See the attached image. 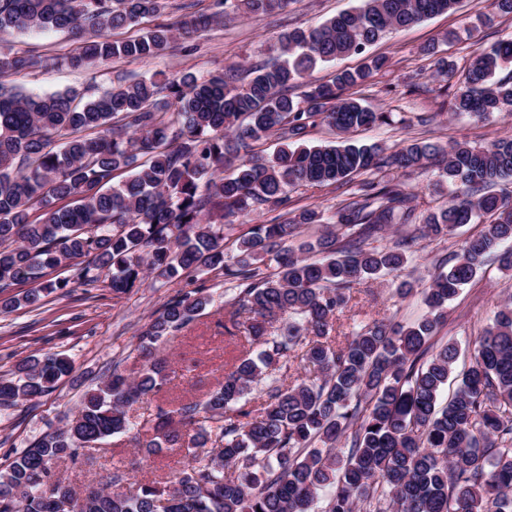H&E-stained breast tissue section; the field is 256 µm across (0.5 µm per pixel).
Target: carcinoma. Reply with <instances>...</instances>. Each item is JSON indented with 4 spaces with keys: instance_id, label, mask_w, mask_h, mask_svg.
Segmentation results:
<instances>
[{
    "instance_id": "cac0c4a2",
    "label": "carcinoma",
    "mask_w": 512,
    "mask_h": 512,
    "mask_svg": "<svg viewBox=\"0 0 512 512\" xmlns=\"http://www.w3.org/2000/svg\"><path fill=\"white\" fill-rule=\"evenodd\" d=\"M290 0H211L176 25L159 23L122 39L119 30L160 16L166 0H0V32L55 30L76 43L62 62L84 70L125 58L149 59L170 42L191 40L227 11L258 16ZM459 0H357L316 27L284 36L274 62L238 83L226 73L144 78L82 101L1 82L36 72L50 58L0 49V313L37 310L45 297L99 281L126 295L150 274L188 279L139 333L142 368L112 366L64 417L0 470V512H512V304L475 337L474 356L448 403L439 396L453 370L455 344L431 339L456 297L494 254L512 271V136L487 148L408 143L390 152L356 144L360 129L394 123L343 93L386 65L368 56L356 70L307 80L321 65L362 54L386 32L453 12ZM291 87L302 88L295 100ZM450 109L487 120L512 116V36L477 54ZM336 133L327 145L300 143L309 129ZM282 140L271 155L257 150ZM434 167L454 186L429 213L426 237L464 224L453 263L423 289L428 314L405 329L384 319L331 344L352 285L402 271L416 236L376 242L393 224L417 220L415 196L385 175ZM372 174L324 223L315 207L288 209L290 188L333 186ZM279 211L236 234L242 217ZM326 229L298 249L288 240L313 224ZM74 271L73 278H48ZM224 282V330L248 346L224 382L202 400L156 405L143 421L126 407L157 398L167 385L160 346L213 302L195 276ZM39 286L4 295L20 282ZM302 351L313 379L278 373ZM73 372L65 355L26 359L0 377V412L52 393ZM125 434L148 462L163 449L183 454L158 488L116 469L105 488L79 495L52 464L76 462L87 448ZM69 503L70 509L62 508Z\"/></svg>"
}]
</instances>
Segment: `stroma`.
I'll return each mask as SVG.
<instances>
[{
  "label": "stroma",
  "instance_id": "1",
  "mask_svg": "<svg viewBox=\"0 0 512 512\" xmlns=\"http://www.w3.org/2000/svg\"><path fill=\"white\" fill-rule=\"evenodd\" d=\"M354 4L355 0H291L285 9L259 18H227L191 41L176 40L171 48L149 60H120L79 71L52 67L15 74L7 82L28 92L44 94L75 88L91 97L125 80L156 73L171 77L190 70L203 79L231 65L244 70L277 57L281 38L294 28L317 26ZM488 11V0H460L455 13L390 31L373 45L371 54L386 57L387 64L353 93L373 110L393 113L396 122L355 132V139L389 147L412 141L446 147L464 139L472 146L485 148L512 134V119L497 115L481 122L451 112L448 104L453 91L434 77L438 58L452 59L462 71L473 56L512 35V15H508L478 25L472 35H463L461 40L445 43L448 32H462L464 26L476 23ZM431 44L436 45V54H425V47ZM0 47L57 56L69 51L72 42L62 32L8 31L0 34ZM406 186L416 197L421 217L435 210L450 191L447 181L433 168L413 172ZM349 193L346 187H299L289 193L290 206L316 207L330 214ZM479 230V225L466 224L442 239L419 238L410 264L416 268L420 282L407 297L395 295L388 277L355 283L351 293L356 304L335 322V335L350 334L358 325L381 318L405 327L417 322L426 312L422 290L431 275L453 258L463 239ZM178 288L175 282L163 286L148 280L133 293L118 297L103 282L74 283L50 294L40 310L20 308L0 313V376L11 374L31 356L59 353L68 356L74 365L72 377L60 382L54 392L36 400L18 401L8 416H0V468L74 411L84 392L106 379L113 363L127 369L140 365L136 351L140 328ZM212 292L213 304L159 350L172 371L170 396H203L222 381L226 364L239 351V338L224 333L223 285H214ZM511 299L512 272L500 271L497 261H489L449 303L448 321L436 336V344L457 343L459 364H468L473 354L472 340L492 324L495 313ZM138 460L129 438L115 436L102 447L86 450L80 462L61 467L60 477L75 490L84 491L118 467L134 468L141 479L158 480L173 465L165 452L149 467L139 466Z\"/></svg>",
  "mask_w": 512,
  "mask_h": 512
}]
</instances>
